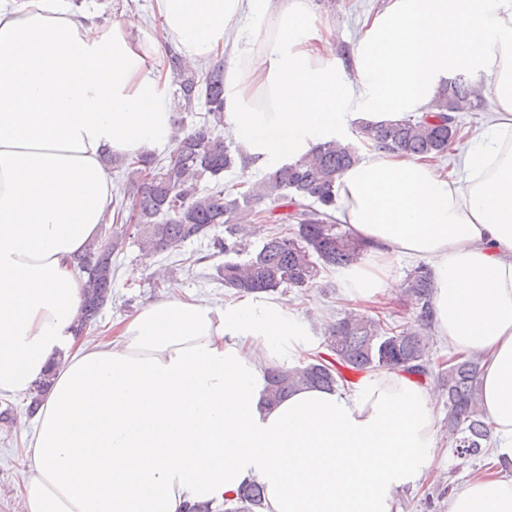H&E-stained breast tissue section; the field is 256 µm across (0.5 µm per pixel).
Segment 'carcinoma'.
<instances>
[{
	"label": "carcinoma",
	"mask_w": 512,
	"mask_h": 512,
	"mask_svg": "<svg viewBox=\"0 0 512 512\" xmlns=\"http://www.w3.org/2000/svg\"><path fill=\"white\" fill-rule=\"evenodd\" d=\"M174 91L172 149L166 160L143 150L129 161L107 154V169L123 172L112 194L104 234L74 259L85 274L84 297L76 329L94 328L112 296L119 254L130 246L146 253L174 254L185 243L208 239L228 255H246L217 267L224 286L238 293L307 288L325 268H345L361 259L364 246L336 223V180L361 159L351 142H326L292 164L268 171L256 186L237 193L224 191V173L246 164L224 138V59L191 69L179 50L167 49ZM480 85L458 75L442 86L423 117L383 120L360 125V139L377 148L408 156L441 158L456 138V114L478 109ZM202 110L200 120L184 129L182 114ZM288 212L278 217L275 210ZM291 224L292 232H273L256 250L247 239L261 232L259 223ZM224 227L227 236L215 234ZM431 271L420 268L406 279L403 293L413 305L415 329L393 333L381 321L350 311L326 328L328 357L320 355L295 367H269L267 404L275 405L301 387L338 388L345 372L378 370L435 376L448 401L443 428L456 453L478 458L490 450L493 430L478 407L480 358L456 355L455 362L433 372L430 350L433 310ZM264 489L244 486L223 512H262Z\"/></svg>",
	"instance_id": "carcinoma-1"
}]
</instances>
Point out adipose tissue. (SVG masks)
<instances>
[{"label": "adipose tissue", "mask_w": 512, "mask_h": 512, "mask_svg": "<svg viewBox=\"0 0 512 512\" xmlns=\"http://www.w3.org/2000/svg\"><path fill=\"white\" fill-rule=\"evenodd\" d=\"M157 27L104 25L67 0H0V396L51 383L36 411L26 512H185L252 481L265 512H393L432 461L439 391L374 371L354 387L264 403L268 367L312 349V319L250 293L221 305L172 294L75 339L74 255L112 200L103 151L168 144L171 74L252 37L224 75V122L257 170L293 163L353 122L423 114L449 74L484 75L496 117L451 173L373 149L335 185L334 216L366 251L346 298L397 287L394 262H431L434 328L477 354L497 455L512 459V0H383L348 66L310 0H154ZM449 512H512V474L470 479Z\"/></svg>", "instance_id": "obj_1"}]
</instances>
